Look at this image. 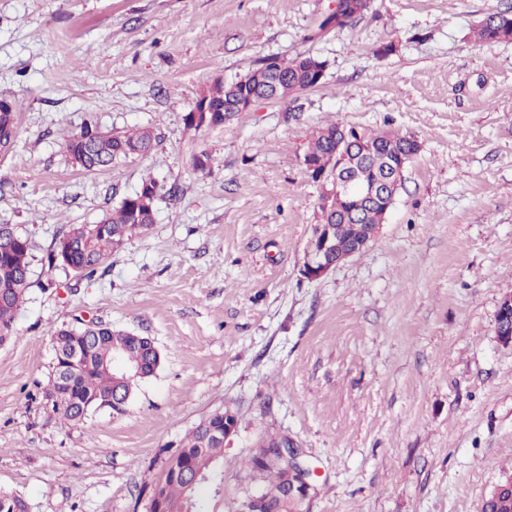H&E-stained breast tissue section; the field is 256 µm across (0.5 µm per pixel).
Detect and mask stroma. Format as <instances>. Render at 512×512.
Listing matches in <instances>:
<instances>
[{"instance_id":"1","label":"stroma","mask_w":512,"mask_h":512,"mask_svg":"<svg viewBox=\"0 0 512 512\" xmlns=\"http://www.w3.org/2000/svg\"><path fill=\"white\" fill-rule=\"evenodd\" d=\"M334 4L0 0V101L19 106L0 224L34 256L0 346V487L30 512H148L166 456L226 407L237 431L206 512H240L268 434L313 471L306 512H481L512 474V347L495 335L512 295V41L471 34L512 0H372L319 32ZM299 54L326 61L317 86L186 128L215 81ZM331 121L421 149L375 241L310 281L320 185L302 159ZM86 126L157 141L89 173L64 150ZM147 176L161 187L147 231L92 279L48 268L61 225L98 223ZM91 321L152 337L163 363L124 415L68 422L43 396L51 333Z\"/></svg>"}]
</instances>
